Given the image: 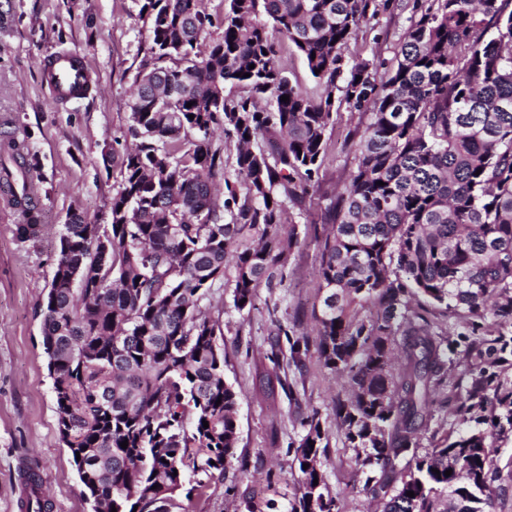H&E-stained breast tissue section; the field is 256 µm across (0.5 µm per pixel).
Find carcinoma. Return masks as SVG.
<instances>
[{
  "mask_svg": "<svg viewBox=\"0 0 512 512\" xmlns=\"http://www.w3.org/2000/svg\"><path fill=\"white\" fill-rule=\"evenodd\" d=\"M204 2L138 0L151 46L111 224L102 232L74 213L59 238L43 345L86 500L100 512H171L186 483L202 491L234 457L239 395L202 301L225 282L243 310L283 282L300 247L287 216L312 208L344 105L370 118L322 213L332 232L319 242L317 352L350 379L336 417L381 512H485L493 442L512 436V379L490 370L512 356V0H413L390 68L345 50L391 0H225L222 14ZM215 26L222 39L199 51ZM281 40L305 58L315 93L280 67ZM216 126L232 162L213 146ZM19 169L21 184L8 171L5 183L26 216L17 234L31 238L34 164ZM367 305L376 315L358 317ZM433 310L466 312L470 334L435 332ZM488 314L500 329L479 337ZM480 346L489 366L470 370L458 427L419 454L431 393L458 389L449 368ZM278 385L256 367V395ZM302 426L289 512H338L319 413Z\"/></svg>",
  "mask_w": 512,
  "mask_h": 512,
  "instance_id": "1",
  "label": "carcinoma"
}]
</instances>
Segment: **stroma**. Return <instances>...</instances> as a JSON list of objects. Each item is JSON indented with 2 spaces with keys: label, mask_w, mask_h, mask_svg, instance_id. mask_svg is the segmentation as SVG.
<instances>
[{
  "label": "stroma",
  "mask_w": 512,
  "mask_h": 512,
  "mask_svg": "<svg viewBox=\"0 0 512 512\" xmlns=\"http://www.w3.org/2000/svg\"><path fill=\"white\" fill-rule=\"evenodd\" d=\"M408 17L398 9L379 13L350 41L348 56L393 64ZM150 46L136 0H0V133L25 143L39 162L30 187L41 224L37 236L19 239L22 213L0 203V512H19L21 476L28 470L39 475L51 512H91L58 431L43 346L45 297L69 214L89 224L111 221L128 103ZM54 52L85 54L92 70L90 91L61 106L53 103L40 70ZM361 123L360 113L348 108L335 114L312 190L316 206L298 220L303 245L290 254L282 285L260 288L249 310L234 308L227 285L212 288L203 302L224 331V375L239 393L238 448L223 474L202 494L178 496L172 512H245L249 502L259 512H287L298 476L290 450L303 433L302 419L314 412L328 440L325 480L341 512L377 510L336 419L347 378L323 367L312 316L320 283L316 240L330 231L320 205L353 171L351 133ZM297 338L308 339L310 348L295 356L291 342ZM270 356L284 386L264 399L255 395L253 377L256 364ZM493 458L500 478L493 484L492 512H512V440L496 442Z\"/></svg>",
  "instance_id": "obj_1"
}]
</instances>
